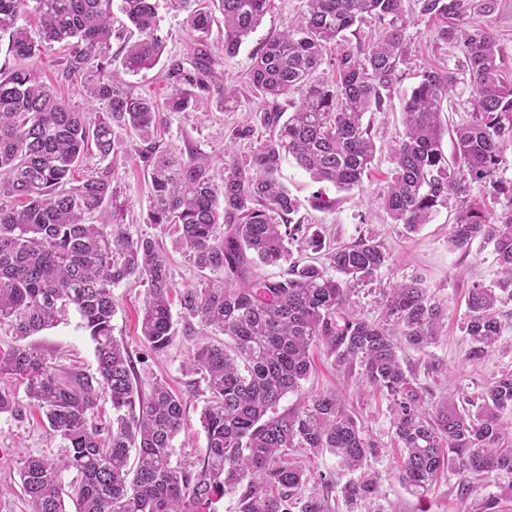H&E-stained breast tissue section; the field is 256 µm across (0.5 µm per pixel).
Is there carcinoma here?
I'll return each mask as SVG.
<instances>
[{
    "mask_svg": "<svg viewBox=\"0 0 512 512\" xmlns=\"http://www.w3.org/2000/svg\"><path fill=\"white\" fill-rule=\"evenodd\" d=\"M197 33L185 56L165 64L172 87L166 106L185 112L204 100L220 108L237 102L224 83V59L261 23L271 0H173ZM438 36L461 47L471 81V112L452 129L454 154L442 148V104L456 77L424 71L403 107V133L393 152L394 174L380 194L391 223L414 231L456 200L449 243L493 247L499 278L473 284L460 322L468 337L465 359L478 364L507 328L500 313L512 301V182L497 179L512 147V80L503 77L500 49L488 27L469 26L473 7L486 16L498 0H417ZM112 0H0V326L22 341L56 322L72 306L95 342L97 373L61 368L31 345L0 349V377L24 380L27 397L44 412L49 435L67 442L58 459L29 456L20 467L22 488L35 512H66L62 474L81 481L74 512H208L226 491L240 492L238 512H332V503L379 496L370 461L376 454L353 412L332 392L279 414L280 400L300 389L313 371L310 349L325 347L337 367L358 370L361 388L392 404L395 436L404 457L399 478L426 494L448 468L461 476L458 512H502L512 502V371L475 395L438 399L403 368V348L425 351L438 336L444 309L417 279L390 286L381 312L366 315L353 300L356 287L373 283L389 254L376 237L335 246L309 232L298 201L278 181L282 157H293L318 183L350 190L363 183L376 157L369 112H379L408 57L410 17L404 0H304L297 24L268 40L255 56L249 85L265 99L292 94L295 110L260 115L269 131L244 161L224 164L215 181L208 158L187 146L158 150L157 105L117 82ZM121 10L139 38L125 43L122 67L137 73L160 62L154 0H122ZM224 41L209 40L215 13ZM382 25L377 39L336 59V76L320 80L327 44L366 19ZM64 58L56 83H46L36 59L54 46ZM79 83L89 109H73L57 87ZM145 148L150 178L149 223L167 231L173 248L202 274L180 297L183 318L196 319L227 338L197 347L187 368L206 383L209 398L199 421L207 445L187 467L172 465L169 448L184 427L183 401L157 380L144 395L132 357L112 336V288L135 278L146 286L140 333L156 354L175 339L169 277L171 257L160 243L133 236L115 219L92 214L112 205L114 128ZM103 166L70 183L90 147ZM323 261L301 262L293 252ZM262 265L286 266L276 278ZM108 396L112 424L99 422ZM138 453L129 464L130 449ZM339 459L353 478L339 486L312 480L295 451ZM494 491H488V488Z\"/></svg>",
    "mask_w": 512,
    "mask_h": 512,
    "instance_id": "1",
    "label": "carcinoma"
}]
</instances>
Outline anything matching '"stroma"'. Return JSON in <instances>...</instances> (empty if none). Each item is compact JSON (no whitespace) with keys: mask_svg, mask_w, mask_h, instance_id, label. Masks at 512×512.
<instances>
[{"mask_svg":"<svg viewBox=\"0 0 512 512\" xmlns=\"http://www.w3.org/2000/svg\"><path fill=\"white\" fill-rule=\"evenodd\" d=\"M156 7L159 34L165 41L166 54H186L191 39L185 29L183 13L173 10L168 0H156ZM303 10L304 0H273L261 25L243 41L235 56L224 62L225 76L242 88L235 108L223 110L211 100L204 108L190 112L159 110L160 146H194L210 158L211 173L217 178L223 173L226 159L249 155L256 146L255 141L233 139L232 132L244 124L258 125L260 113L272 104L246 86L255 53L267 40L294 25ZM468 21L491 26L501 50L503 75L512 79V0H499L497 11L490 16L471 12ZM408 35L411 40L409 59L402 68V76L393 88L390 101L383 111L366 116L378 153L362 188L340 190L328 183L314 182L290 157L282 161L280 180L299 200L301 215L330 244H347L367 233L385 244L390 253L388 265L377 282L360 287L356 297L369 316H378L380 312V289L414 277L421 279L424 287L429 288L431 295L444 307L443 326L437 341L426 351H405L404 362L412 370L416 382L436 396L461 391L475 395L500 373L512 370V350L496 352L474 367L464 362L467 341L458 324L466 310V292L472 284L487 285L498 278L490 248L476 242L466 252L451 250L448 236L453 208L439 209L430 223L409 234L402 225L390 223L377 203L379 193L391 177L390 149L402 132L401 110L405 98L423 70L446 68L457 71L462 58L456 44L440 40L436 26L420 17H413ZM115 140L117 150L109 162L116 170L114 184L119 191L118 201L125 206L124 224L132 234H146L160 243L170 244L171 238L166 231L147 222L150 192L139 158L140 141L120 128L115 131ZM319 193L333 200L332 208H313L312 199ZM113 295L116 312L112 318V334L129 349L137 381L147 387L154 380H164L185 403L186 424L172 442L171 461L175 464L193 463L203 454L207 444L199 422L207 393L205 382L200 376L188 373L185 363L197 346L222 342L223 337L198 324L193 329H186L180 304L175 301L171 304L175 341L166 353L154 354L144 345L138 328V316L145 298L143 286L133 280L126 281L114 288ZM29 342L56 357L65 367L87 374L96 371L94 344L75 311H68L64 320L31 336ZM313 357L315 370L312 376L303 382L300 391L287 394L280 401L278 412L296 409L310 396L324 390L339 392L347 408L359 418L367 437L380 448L372 466L381 478V495L377 503L384 512H457L459 475L447 472L427 494H413L398 478V449L388 400L362 394L353 377L336 370L324 348L314 349ZM0 388L13 392L20 408L16 416L0 414V512H33V506L19 484L20 462L31 455L64 454L66 444L50 437L44 414L27 398L20 381L2 378Z\"/></svg>","mask_w":512,"mask_h":512,"instance_id":"obj_1","label":"stroma"}]
</instances>
